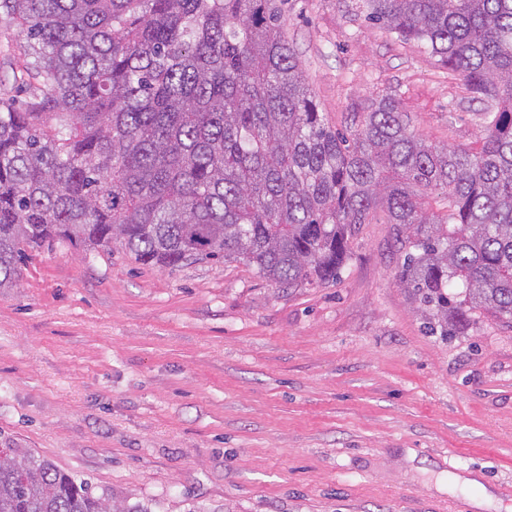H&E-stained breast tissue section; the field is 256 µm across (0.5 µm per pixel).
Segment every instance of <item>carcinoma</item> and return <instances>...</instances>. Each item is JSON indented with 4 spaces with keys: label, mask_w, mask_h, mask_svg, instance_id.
<instances>
[{
    "label": "carcinoma",
    "mask_w": 512,
    "mask_h": 512,
    "mask_svg": "<svg viewBox=\"0 0 512 512\" xmlns=\"http://www.w3.org/2000/svg\"><path fill=\"white\" fill-rule=\"evenodd\" d=\"M355 6L489 103L479 147L426 144L388 96L333 129L277 0H0L39 90L0 98V288L33 248L114 242L160 269L242 260L283 287L334 283L382 207L430 333L512 323V0ZM0 512L144 510L5 442Z\"/></svg>",
    "instance_id": "1"
}]
</instances>
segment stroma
Here are the masks:
<instances>
[{"label":"stroma","instance_id":"35a3bbf8","mask_svg":"<svg viewBox=\"0 0 512 512\" xmlns=\"http://www.w3.org/2000/svg\"><path fill=\"white\" fill-rule=\"evenodd\" d=\"M354 3L284 6L329 124L388 95L426 143L474 145L484 103ZM396 233L377 209L336 284L297 288L31 250L0 288V443L150 512H512V326L428 335Z\"/></svg>","mask_w":512,"mask_h":512}]
</instances>
